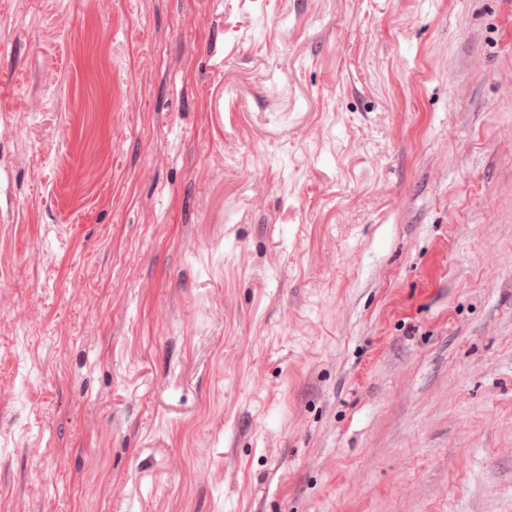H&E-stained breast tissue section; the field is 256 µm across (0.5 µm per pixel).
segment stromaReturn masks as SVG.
I'll return each instance as SVG.
<instances>
[{"label": "stroma", "instance_id": "obj_1", "mask_svg": "<svg viewBox=\"0 0 512 512\" xmlns=\"http://www.w3.org/2000/svg\"><path fill=\"white\" fill-rule=\"evenodd\" d=\"M0 512H512V0H0Z\"/></svg>", "mask_w": 512, "mask_h": 512}]
</instances>
